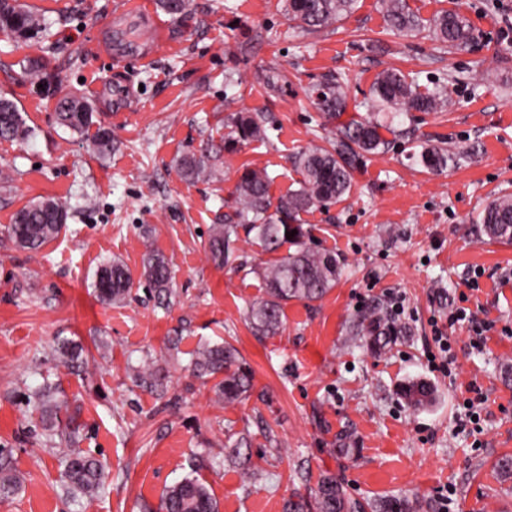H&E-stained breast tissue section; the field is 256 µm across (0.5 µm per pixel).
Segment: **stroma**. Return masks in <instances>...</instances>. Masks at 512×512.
<instances>
[{"label":"stroma","mask_w":512,"mask_h":512,"mask_svg":"<svg viewBox=\"0 0 512 512\" xmlns=\"http://www.w3.org/2000/svg\"><path fill=\"white\" fill-rule=\"evenodd\" d=\"M49 27L27 40L0 33V97L14 102L33 134L0 141V448L11 449L22 490L0 512H156L164 489L187 475L206 484L220 512H283L292 491L338 477L362 502L399 498L415 512H512V244L492 243L478 216L512 194V0H408L422 18L459 10L472 37L437 49L424 36L387 27L380 0H358L330 28L291 27L277 0H190L183 17L146 0V21L115 23L118 0H20ZM162 25L150 59L123 53ZM44 62L39 85L23 70ZM393 67L421 89L448 87L444 112H411L383 130L384 152L353 172L349 194L300 213L319 249L336 253L341 273L318 301H289L272 336L254 335L247 305L263 282L219 266L207 254L212 225L235 214L242 167L268 172L279 198L301 179L291 158L333 137L315 105L320 85L347 80V117L371 111L376 75ZM281 79L269 88L265 77ZM83 98L113 146L93 149L92 129L59 124L58 99ZM261 116L268 140L223 154L209 182L183 180L177 163L221 144L229 111ZM470 149L440 172L416 161L422 145ZM55 198L69 217L39 253L8 234L17 210ZM153 247L174 277L169 309L156 306L142 278ZM121 260L132 291L122 306L98 301L97 268ZM477 289H469V281ZM492 322L485 347L467 327L449 329L457 375L428 360L430 321L456 306ZM380 315L391 340L367 349L357 324ZM179 337V352L169 340ZM80 343L81 371L60 364L58 341ZM231 342L254 376L250 397L216 402L211 382L188 368L199 342ZM168 372V392L137 387L143 364ZM435 389L418 408L401 397L407 382ZM52 385L77 408L78 446L109 472L104 493L67 498L59 458L45 444L31 402ZM487 401L477 432L457 430L469 388ZM250 433L254 479L224 458L228 437ZM448 495V508L439 498Z\"/></svg>","instance_id":"35a3bbf8"}]
</instances>
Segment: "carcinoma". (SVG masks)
I'll list each match as a JSON object with an SVG mask.
<instances>
[{
  "label": "carcinoma",
  "mask_w": 512,
  "mask_h": 512,
  "mask_svg": "<svg viewBox=\"0 0 512 512\" xmlns=\"http://www.w3.org/2000/svg\"><path fill=\"white\" fill-rule=\"evenodd\" d=\"M160 8L179 18L189 6V0H158ZM356 0H283L288 19L307 31L328 28L350 14ZM381 9L388 27L398 33L428 31L435 41L449 47H461L470 39L469 19L459 11L444 12L424 25L414 15L406 0H381ZM46 29L45 18L27 10L22 4L11 5L0 0V32L16 38H27ZM371 94L383 116L352 119L339 129V137L331 148L311 145L294 158L302 173L300 187L272 201L269 194L271 179L267 172L246 168L236 184L235 212L237 221L212 226L208 252L218 266L230 262L235 255L239 231L251 235L267 253H277L290 244L288 251L265 268H252L260 276L265 296L250 303L246 316L252 330L259 336L276 333L282 323L283 306L292 299L317 301L336 284L340 261L336 255L315 250L305 243L309 232L296 223L297 215L314 205H323L347 194L352 185V173L366 154L385 149L379 129L389 127L403 112H438L451 104L450 93L444 89L422 93L409 76L400 70L387 69L377 74ZM317 106L329 120L340 117L347 109L346 81L341 77L323 84L317 92ZM56 111L61 124L81 132L93 124L90 107L76 96H64L57 101ZM229 132L224 148L208 147L198 155H188L178 162L181 176L189 181H210L214 178L215 160L221 150L228 152L243 142L263 143L267 140L261 118L249 112H233L228 116ZM30 134L23 117L14 104L0 99V140L22 139ZM453 160L446 151L425 147L420 163L438 171ZM68 218L65 204L54 199L30 202L15 215L9 233L17 247L37 253L61 232ZM483 232L491 239L512 241V195L492 201L481 217ZM297 234L288 238L286 233ZM143 277L158 307H170L173 295L172 272L165 255L149 249L143 258ZM93 292L99 301L120 305L129 296L132 281L119 260L102 264L94 273ZM62 363L74 366L83 360L82 346L73 340H62L56 347ZM193 374L201 379H213L212 390L219 402L233 404L246 399L253 390L251 370L241 361L238 350L230 343H203L191 354ZM142 389L159 397L167 391V376L160 368H145L136 374ZM413 405L430 401L432 389L425 382H411L401 389ZM34 406L40 414L46 440L71 445L60 461L61 481L72 499L92 497L105 487L108 475L101 462L83 454L72 445L80 434V424L69 415L61 418L68 402L57 398L46 386L34 394ZM249 434L241 433L224 443V457L247 476L255 474ZM21 488L12 456L0 449V501H7ZM161 512H219V505L207 486L194 476H187L166 488L161 500ZM411 512L409 505L384 500L364 504L352 498L335 475L320 476L314 490V500L294 492L284 503V512Z\"/></svg>",
  "instance_id": "obj_1"
}]
</instances>
